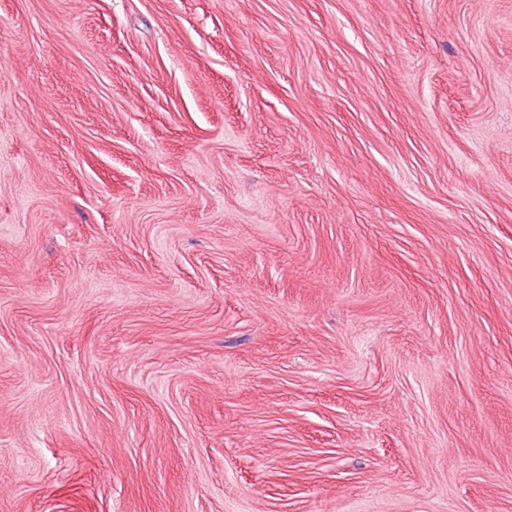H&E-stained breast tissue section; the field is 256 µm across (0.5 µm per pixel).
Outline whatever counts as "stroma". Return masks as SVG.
Instances as JSON below:
<instances>
[{"label": "stroma", "instance_id": "1", "mask_svg": "<svg viewBox=\"0 0 512 512\" xmlns=\"http://www.w3.org/2000/svg\"><path fill=\"white\" fill-rule=\"evenodd\" d=\"M0 512H512V0H0Z\"/></svg>", "mask_w": 512, "mask_h": 512}]
</instances>
